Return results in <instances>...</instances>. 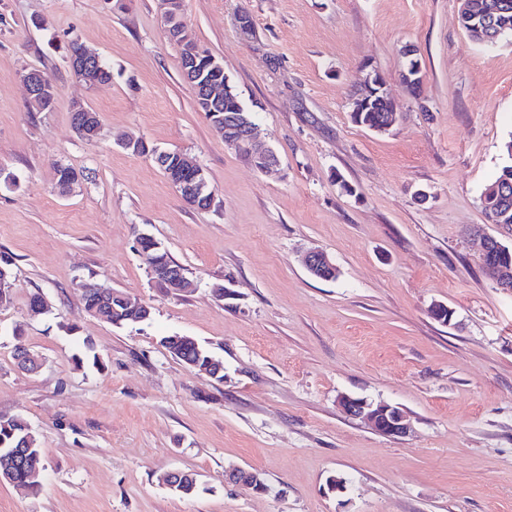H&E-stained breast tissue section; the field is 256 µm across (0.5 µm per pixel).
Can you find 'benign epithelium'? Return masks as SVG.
Returning <instances> with one entry per match:
<instances>
[{"label":"benign epithelium","instance_id":"benign-epithelium-1","mask_svg":"<svg viewBox=\"0 0 512 512\" xmlns=\"http://www.w3.org/2000/svg\"><path fill=\"white\" fill-rule=\"evenodd\" d=\"M163 20L167 24L166 31L170 36L189 35L187 24L182 19L181 0H158ZM460 22L468 26L467 32L475 33L481 38V44L495 46L499 40L512 35L509 24H496L495 17L500 14L498 0H482L474 4L471 0H460ZM198 49L189 48L185 58L180 61V72L184 80L194 89L196 96L203 101L210 117L214 119L215 131L224 139V143L246 160L258 171L265 174L277 172L279 160L271 147L259 141L256 137L254 124L240 115L239 103L229 88V78H224V86H211L200 82L198 68ZM72 72L79 78L90 80L100 67V56L89 50H84L79 56L67 59ZM28 100L34 101L41 95L46 77L40 71L27 70L23 74ZM368 94L357 98L361 104L368 100L369 95L385 93L386 82L378 71H373L367 78ZM75 111L82 113V125L75 132L95 140L100 129L98 116L81 102L75 103ZM167 173L172 185L181 200L190 205L203 196H214L213 190L204 169L182 154H177L175 163ZM501 258L499 262H491L487 268L498 275V286L505 292H512V246L504 248L495 243ZM137 249L141 257L148 262L149 272L155 286L164 288L171 293L181 292L188 287L183 270L170 263L165 267L157 265L154 257L164 251L162 244L153 236L142 234L137 238ZM306 269L313 275L323 276L324 270L336 272V265L329 254L323 251H310L303 257ZM339 408L346 414L368 422L379 434L387 437H401L410 432V422L405 412L385 402H369L362 398L342 395L338 398ZM228 479L232 482L251 486L256 492L265 494L267 486L257 474L246 469H234L229 472Z\"/></svg>","mask_w":512,"mask_h":512}]
</instances>
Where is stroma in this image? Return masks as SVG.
Wrapping results in <instances>:
<instances>
[{"label": "stroma", "mask_w": 512, "mask_h": 512, "mask_svg": "<svg viewBox=\"0 0 512 512\" xmlns=\"http://www.w3.org/2000/svg\"><path fill=\"white\" fill-rule=\"evenodd\" d=\"M183 4L279 177L196 110L157 0H0V171L16 178L0 181V256L15 276L0 306V415L23 416L42 448L39 492L0 483V512H512V293L486 273L479 239L512 242L481 206L512 142V42H474L459 0ZM73 38L110 82L74 76ZM408 45L417 95L401 77ZM31 68L55 83L54 111H28ZM374 69L398 106L384 133L352 118ZM77 99L99 115L94 141L73 131ZM124 135L193 158L215 207H187L117 145ZM59 164L83 174L72 193L56 188ZM141 233L191 291L152 284ZM314 249L335 279L304 268ZM81 281L140 299L150 320L92 317ZM36 293L47 312L32 313ZM438 303L450 324L431 316ZM164 336L194 338L223 381L168 354ZM19 337L38 371L17 368ZM342 394L402 408L411 432L376 433L338 408ZM235 468L268 493L229 481ZM175 469L197 473L194 495L162 483ZM306 269L313 275L324 279L323 271L328 269L331 273L336 272V265L329 254L323 251H310L303 257Z\"/></svg>", "instance_id": "1"}]
</instances>
